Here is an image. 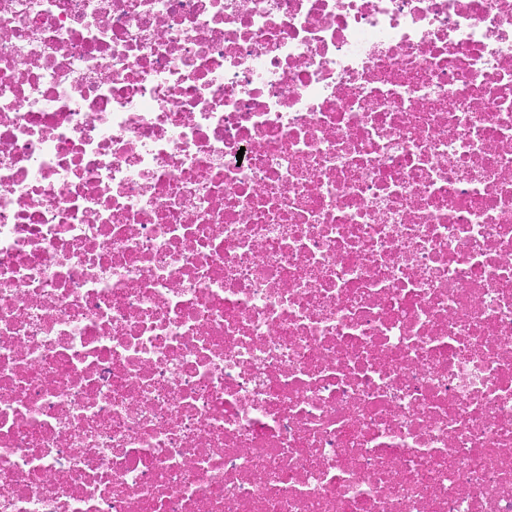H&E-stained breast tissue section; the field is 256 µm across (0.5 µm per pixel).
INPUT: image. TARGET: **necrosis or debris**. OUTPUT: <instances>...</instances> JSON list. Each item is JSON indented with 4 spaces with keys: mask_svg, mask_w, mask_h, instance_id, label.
<instances>
[{
    "mask_svg": "<svg viewBox=\"0 0 512 512\" xmlns=\"http://www.w3.org/2000/svg\"><path fill=\"white\" fill-rule=\"evenodd\" d=\"M0 512H512V0H0Z\"/></svg>",
    "mask_w": 512,
    "mask_h": 512,
    "instance_id": "obj_1",
    "label": "necrosis or debris"
}]
</instances>
